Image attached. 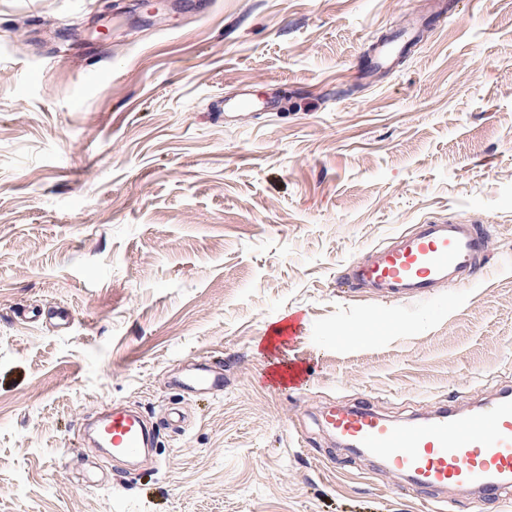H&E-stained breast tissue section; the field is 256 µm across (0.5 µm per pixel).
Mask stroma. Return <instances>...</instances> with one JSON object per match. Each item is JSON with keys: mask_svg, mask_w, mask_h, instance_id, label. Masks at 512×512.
<instances>
[{"mask_svg": "<svg viewBox=\"0 0 512 512\" xmlns=\"http://www.w3.org/2000/svg\"><path fill=\"white\" fill-rule=\"evenodd\" d=\"M107 2L0 0V512H489L321 414L512 388V0ZM245 87L278 110H225ZM448 218L488 266L439 314L342 281ZM196 363L222 393L179 388ZM107 402L154 422L152 456L83 438Z\"/></svg>", "mask_w": 512, "mask_h": 512, "instance_id": "1", "label": "stroma"}]
</instances>
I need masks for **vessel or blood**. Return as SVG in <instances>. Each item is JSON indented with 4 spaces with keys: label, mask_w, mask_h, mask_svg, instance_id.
<instances>
[{
    "label": "vessel or blood",
    "mask_w": 512,
    "mask_h": 512,
    "mask_svg": "<svg viewBox=\"0 0 512 512\" xmlns=\"http://www.w3.org/2000/svg\"><path fill=\"white\" fill-rule=\"evenodd\" d=\"M485 256L478 225L429 222L396 236L389 246L370 250L367 260L345 269L344 277L400 301L429 299L437 288L483 271ZM183 385L217 392L224 388V376L203 366ZM99 415L101 445L113 455L134 457L149 447L141 414L107 403ZM323 425L412 485L474 491L500 502L512 495L511 391L467 411L445 408L403 422L369 407L334 406L324 414Z\"/></svg>",
    "instance_id": "1"
}]
</instances>
